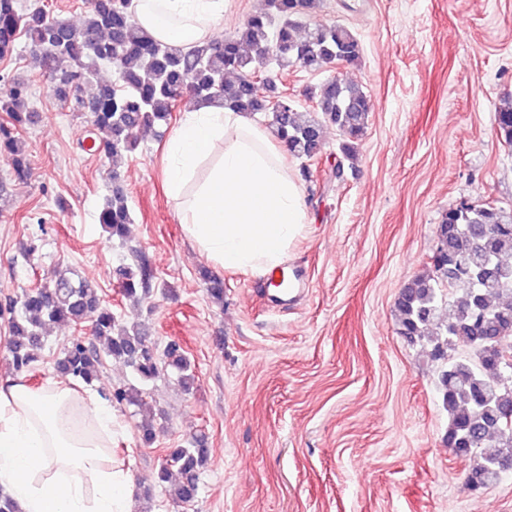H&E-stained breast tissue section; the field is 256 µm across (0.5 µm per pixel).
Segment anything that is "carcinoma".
Masks as SVG:
<instances>
[{
    "label": "carcinoma",
    "mask_w": 512,
    "mask_h": 512,
    "mask_svg": "<svg viewBox=\"0 0 512 512\" xmlns=\"http://www.w3.org/2000/svg\"><path fill=\"white\" fill-rule=\"evenodd\" d=\"M318 6L319 0H265V8L236 31L183 50L144 31L131 0H96L79 28L40 8L24 11L19 0H0V59L12 55L19 40L28 41L40 53L45 72L66 79L65 86L55 88L58 99L75 112L89 107L91 148L98 154L134 151L136 132L167 122L177 102L190 93L232 112L264 114L277 139L300 159L316 155L324 126L333 125L343 158L352 160L373 111L358 84L339 76L327 80L309 92L315 107L305 112L286 99L271 105L261 98L273 79L259 78L260 63L271 57L283 70L360 61L361 42L344 25L315 23L299 34V17ZM102 63L115 68L117 82L98 78ZM30 99L23 80L12 79L0 88V112L8 116L0 124V160L20 181L29 170L21 131L34 118ZM496 124L512 147L511 103L498 108ZM99 222L110 237L126 241L131 214L121 186L113 187ZM436 236L439 250L456 261L455 269L431 261L404 284L396 300L400 334L430 345L436 388L448 412V445L470 460L469 486L486 490L500 481L494 463L512 453V420L503 418L512 414V209L463 202L448 209ZM131 259L137 272L126 273L123 294L145 297L153 271L139 251H131ZM4 314L10 315L8 356L17 372L32 369L45 327L89 322L92 338L78 336L64 345L61 373L90 384L109 357L145 380L171 367L185 391L194 387L185 355L172 345L160 353L144 330L118 326L112 309L81 278L57 272L0 305ZM109 399L119 406L143 405L142 392L133 385L114 389ZM207 459L204 436L195 434L186 445L169 449L154 482L168 490L174 506L189 505L198 497V473Z\"/></svg>",
    "instance_id": "carcinoma-1"
}]
</instances>
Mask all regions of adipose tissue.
Returning a JSON list of instances; mask_svg holds the SVG:
<instances>
[{
	"mask_svg": "<svg viewBox=\"0 0 512 512\" xmlns=\"http://www.w3.org/2000/svg\"><path fill=\"white\" fill-rule=\"evenodd\" d=\"M136 17L154 38L185 48L214 37L224 0H138ZM165 155L166 194L201 253L224 269L284 264L305 212L269 129L199 104ZM115 425L97 394L0 380V484L19 512H130L131 475L112 458Z\"/></svg>",
	"mask_w": 512,
	"mask_h": 512,
	"instance_id": "ef3b65f1",
	"label": "adipose tissue"
}]
</instances>
